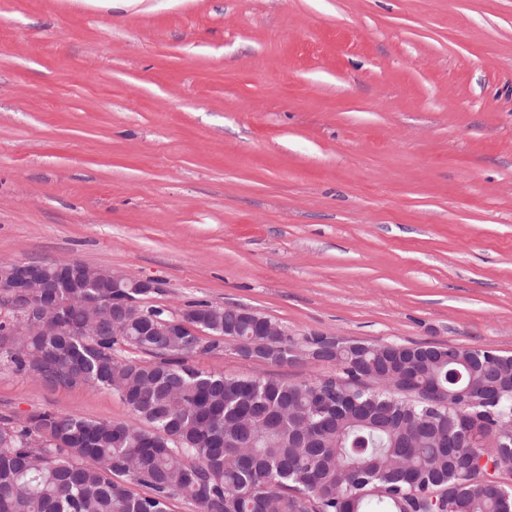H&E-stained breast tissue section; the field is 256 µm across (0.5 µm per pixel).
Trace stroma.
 <instances>
[{
  "instance_id": "obj_1",
  "label": "stroma",
  "mask_w": 512,
  "mask_h": 512,
  "mask_svg": "<svg viewBox=\"0 0 512 512\" xmlns=\"http://www.w3.org/2000/svg\"><path fill=\"white\" fill-rule=\"evenodd\" d=\"M73 259L171 314L512 356V0H0V260ZM46 409L130 417L0 367V416Z\"/></svg>"
}]
</instances>
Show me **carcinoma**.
Here are the masks:
<instances>
[{
  "mask_svg": "<svg viewBox=\"0 0 512 512\" xmlns=\"http://www.w3.org/2000/svg\"><path fill=\"white\" fill-rule=\"evenodd\" d=\"M110 299V288L62 289L56 336L0 319V366L112 390L131 414L0 417V512H170L176 498L198 512H512L500 472L512 457V356L461 348L458 363L432 343L251 336L219 306L188 319L211 342L185 327L156 336L133 318L88 330L85 302ZM317 342L330 343L319 358L335 374L243 380L188 364L230 347L283 365ZM123 346L150 360L120 358Z\"/></svg>",
  "mask_w": 512,
  "mask_h": 512,
  "instance_id": "carcinoma-1",
  "label": "carcinoma"
}]
</instances>
